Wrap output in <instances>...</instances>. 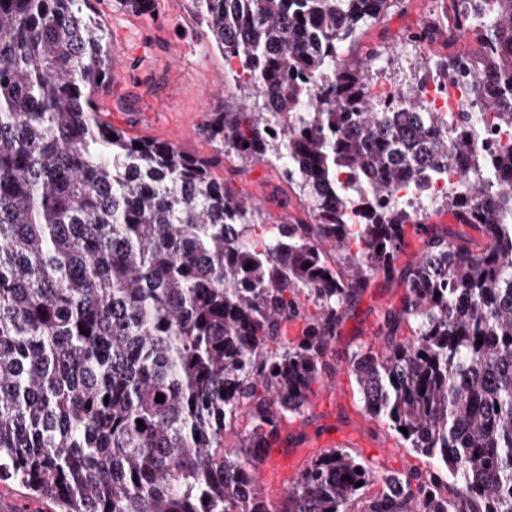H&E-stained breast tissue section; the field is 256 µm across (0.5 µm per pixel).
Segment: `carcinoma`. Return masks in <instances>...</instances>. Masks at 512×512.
<instances>
[{
  "label": "carcinoma",
  "instance_id": "carcinoma-1",
  "mask_svg": "<svg viewBox=\"0 0 512 512\" xmlns=\"http://www.w3.org/2000/svg\"><path fill=\"white\" fill-rule=\"evenodd\" d=\"M90 2L0 0V482L58 512H273L255 476L268 439L333 372L350 308L398 278L413 213L397 194L451 158L444 200L486 245L425 233L401 306L347 368L427 468L334 448L281 512H512V198L488 201L512 147L448 141L453 115L417 93L374 107L342 45L389 0H190L224 80L248 89L208 136L275 166L313 217L255 238L259 208L210 161L103 119L109 31ZM466 2L470 94L512 130V0H483L482 22ZM363 178L371 198L350 200ZM288 320L306 325L289 343Z\"/></svg>",
  "mask_w": 512,
  "mask_h": 512
}]
</instances>
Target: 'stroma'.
<instances>
[{
	"label": "stroma",
	"instance_id": "obj_1",
	"mask_svg": "<svg viewBox=\"0 0 512 512\" xmlns=\"http://www.w3.org/2000/svg\"><path fill=\"white\" fill-rule=\"evenodd\" d=\"M423 2L391 0L379 20L364 26L354 44L345 45L349 65L362 69L379 65L396 89L408 93L429 65L423 45L438 48V60L454 57L447 29H439L429 43L413 41V34L429 23ZM93 9L107 23L110 36L112 90L102 98L107 122L128 137L168 142L187 154L211 159L214 175L258 206L264 223L311 221L299 188L287 183L273 166L224 156L208 138L206 126L213 113L237 110L245 92L223 84L224 57L207 47L188 0H151L149 10L142 12L123 9L116 0H95ZM404 291L402 283L379 280L363 294L329 350L336 393L331 411L326 415L308 411L297 419L311 436L329 427L352 435L362 457L385 461L399 471L420 466L421 461L409 449L387 447L388 427L365 415L346 358L358 336L369 335L375 309L399 304Z\"/></svg>",
	"mask_w": 512,
	"mask_h": 512
}]
</instances>
